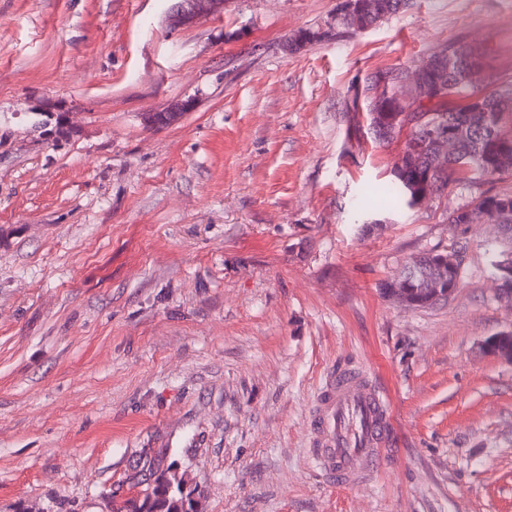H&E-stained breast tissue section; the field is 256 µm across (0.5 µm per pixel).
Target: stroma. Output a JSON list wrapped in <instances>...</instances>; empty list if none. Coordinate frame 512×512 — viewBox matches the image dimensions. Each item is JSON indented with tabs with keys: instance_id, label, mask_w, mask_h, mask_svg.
Returning a JSON list of instances; mask_svg holds the SVG:
<instances>
[{
	"instance_id": "obj_1",
	"label": "stroma",
	"mask_w": 512,
	"mask_h": 512,
	"mask_svg": "<svg viewBox=\"0 0 512 512\" xmlns=\"http://www.w3.org/2000/svg\"><path fill=\"white\" fill-rule=\"evenodd\" d=\"M0 0V512H111L146 448L198 512H512L501 229L449 212L512 194L467 173L374 197L367 86L458 45L512 94V0H409L328 35L342 0ZM325 38L297 52L301 29ZM193 107L165 126L146 113ZM464 249L447 302L381 285ZM347 365L391 411L377 477L329 483L309 409ZM216 0H186L181 3L180 11L177 12L178 25H184L192 23L205 16L214 12L217 6L220 4L215 2ZM493 203H508L512 208V195L494 194L487 195L478 200H475L470 205L451 211L448 214V224L451 227H456L463 223L473 224L478 219V216L483 208Z\"/></svg>"
}]
</instances>
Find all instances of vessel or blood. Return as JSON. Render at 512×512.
I'll list each match as a JSON object with an SVG mask.
<instances>
[{"instance_id": "vessel-or-blood-1", "label": "vessel or blood", "mask_w": 512, "mask_h": 512, "mask_svg": "<svg viewBox=\"0 0 512 512\" xmlns=\"http://www.w3.org/2000/svg\"><path fill=\"white\" fill-rule=\"evenodd\" d=\"M312 454L326 474L351 485L386 455L390 426L386 404L360 371L340 368L311 410Z\"/></svg>"}]
</instances>
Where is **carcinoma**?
<instances>
[{"label": "carcinoma", "mask_w": 512, "mask_h": 512, "mask_svg": "<svg viewBox=\"0 0 512 512\" xmlns=\"http://www.w3.org/2000/svg\"><path fill=\"white\" fill-rule=\"evenodd\" d=\"M372 9L369 13L355 19L336 14V26L346 27L358 22L363 28L375 26L384 19L398 14L408 0H369ZM319 32L302 29L287 40L288 50L295 52L313 43ZM464 50V47L451 48L430 55L425 64L429 65L437 82L448 84V92L433 101L427 107L431 118L440 120L444 126L458 131L457 149L448 160L446 173L436 177L440 185H450L460 173L476 172L483 176L494 177L505 170L492 169L494 156L502 149L512 150V95L496 91L490 94L486 109L472 111L469 107L452 109L447 106L451 96L465 94L469 85L458 79L459 72L448 74V53ZM373 95L369 102V129L378 141H384L400 131L405 124L398 118L390 98V93L371 85ZM422 129L415 127L410 132L406 148L415 150V159L411 167L400 174H393V179L380 189L381 195L393 201L414 204V195L421 189V183L427 180L429 170L428 150L423 147ZM507 203L512 206V195H487L471 204L451 211L448 224L456 227L460 224L475 223L479 214L489 204ZM496 262L502 287L512 291V246L499 252ZM439 252L432 251L416 258L413 263L411 280L410 307H427L431 305L424 285L434 278ZM131 483L138 488L136 496L129 498L122 505H112V512H196L192 492L187 490L184 475L180 474L176 464H164V455L151 454L145 457L140 469L130 477Z\"/></svg>", "instance_id": "carcinoma-1"}]
</instances>
